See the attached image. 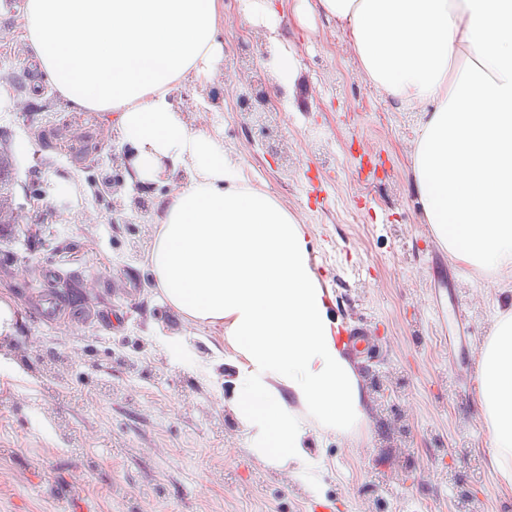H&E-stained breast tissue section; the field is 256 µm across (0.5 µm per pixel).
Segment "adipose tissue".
Returning <instances> with one entry per match:
<instances>
[{
  "instance_id": "1",
  "label": "adipose tissue",
  "mask_w": 512,
  "mask_h": 512,
  "mask_svg": "<svg viewBox=\"0 0 512 512\" xmlns=\"http://www.w3.org/2000/svg\"><path fill=\"white\" fill-rule=\"evenodd\" d=\"M348 37L383 96L422 112L411 188L456 263L512 274V0H315ZM28 53L74 112L112 114L154 179L149 263L167 304L222 329L236 370L232 411L257 457L320 486L311 428L350 432L367 416L343 352L333 296L312 264L305 225L254 187L217 136L196 131L168 96L222 83L224 0H25ZM476 405L491 466L512 492V300L476 359Z\"/></svg>"
}]
</instances>
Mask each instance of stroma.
<instances>
[{
	"label": "stroma",
	"mask_w": 512,
	"mask_h": 512,
	"mask_svg": "<svg viewBox=\"0 0 512 512\" xmlns=\"http://www.w3.org/2000/svg\"><path fill=\"white\" fill-rule=\"evenodd\" d=\"M224 65L256 30L224 0ZM300 73L295 108L280 128L282 165L244 130L235 96L219 118L200 116L253 186L308 227L312 262L342 326L360 328L371 354L349 353L361 385L391 376L394 392L348 434L311 433L319 498L262 463L229 408L236 370L216 328L192 326L165 301L148 263L155 209L140 223L112 221L109 199L88 180L112 172L113 141L84 159L41 140L68 107L25 54L17 0L0 5V80L13 107L0 110V155L16 178L0 195L34 219L25 185L59 213L39 237L0 236V297L14 332L0 340V512H388L421 504L452 512L458 475L480 460L482 512H512L490 466L475 404V359L490 336L501 293L488 272L453 263L410 188L418 112L378 100L358 72L346 35L306 0H271ZM408 426L400 437L399 426Z\"/></svg>",
	"instance_id": "35a3bbf8"
}]
</instances>
